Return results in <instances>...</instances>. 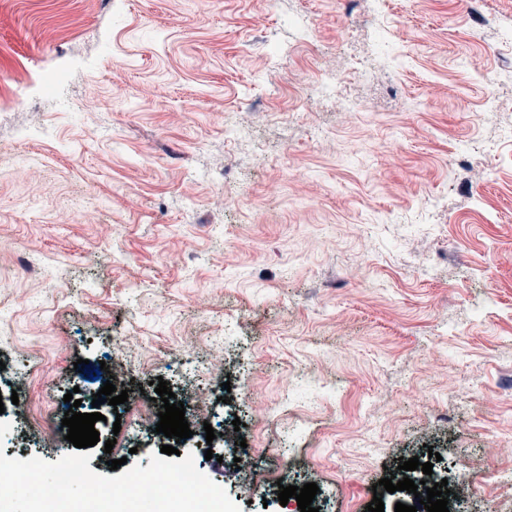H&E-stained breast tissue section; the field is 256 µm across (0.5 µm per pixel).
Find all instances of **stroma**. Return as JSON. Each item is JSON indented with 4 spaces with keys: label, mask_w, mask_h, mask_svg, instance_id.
Here are the masks:
<instances>
[{
    "label": "stroma",
    "mask_w": 512,
    "mask_h": 512,
    "mask_svg": "<svg viewBox=\"0 0 512 512\" xmlns=\"http://www.w3.org/2000/svg\"><path fill=\"white\" fill-rule=\"evenodd\" d=\"M510 27L512 0H0V88L69 64L57 98L0 112V395L56 410L128 366L141 412L91 448L108 477L167 442L154 381L213 390L200 436L243 383L245 467L178 446L241 512H289L247 494L265 473L367 512L433 452L453 512H497L473 475L512 444ZM339 71L360 111L301 106ZM0 443L74 450L22 420Z\"/></svg>",
    "instance_id": "obj_1"
}]
</instances>
